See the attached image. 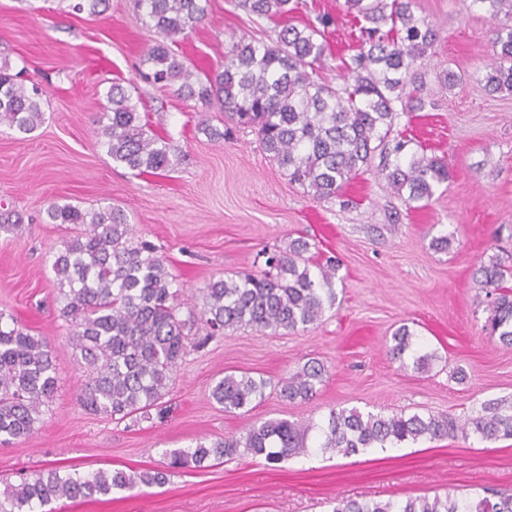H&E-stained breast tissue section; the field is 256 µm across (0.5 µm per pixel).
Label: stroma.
Masks as SVG:
<instances>
[{"mask_svg":"<svg viewBox=\"0 0 512 512\" xmlns=\"http://www.w3.org/2000/svg\"><path fill=\"white\" fill-rule=\"evenodd\" d=\"M344 0H302L297 26L329 14L335 56L355 53L357 27ZM415 16L439 37L418 61L419 93L429 105L403 114L397 131L427 155L447 158L451 176L433 197L408 207L377 171L341 196L316 200L271 163L250 131L210 138L223 128L219 103L184 99L176 86L147 78L157 36L131 0H107L102 14L71 13L65 0H0V65L43 91L45 122L35 132L0 130V311L55 347L58 384L33 433L0 444V491L50 466L140 471L196 440L241 436L271 419L323 423L330 408L386 415H447L465 422L485 404L512 402V348L486 329L480 267L512 266V93L488 92L484 65L495 52V21L463 0H413ZM280 20H252L228 0L175 52L193 72L224 67V49L274 35ZM452 71L453 87L440 77ZM139 98L153 133L174 147L165 171L115 164L99 142L98 119L112 83ZM121 209L138 236L159 249L183 287L180 318L200 309L202 289L219 276L251 272L261 250L301 237L314 261L334 257L337 303L298 332L244 327L191 349L163 398L162 418L115 422L77 403L83 370L66 342L61 297L50 267L72 229L49 223L51 203ZM447 236L450 250L432 249ZM408 326L428 370L390 360L393 331ZM325 369L313 399L286 401L277 382L305 363ZM267 379L251 410L225 412L210 397L224 373ZM512 494V438L423 439L349 457L310 450L270 464L261 457L213 460L172 473L166 484L116 490L92 500L57 501L55 512H332L336 500L401 502L487 490Z\"/></svg>","mask_w":512,"mask_h":512,"instance_id":"stroma-1","label":"stroma"}]
</instances>
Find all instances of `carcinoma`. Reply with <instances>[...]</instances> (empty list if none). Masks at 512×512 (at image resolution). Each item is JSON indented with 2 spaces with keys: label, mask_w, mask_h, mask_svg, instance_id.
<instances>
[{
  "label": "carcinoma",
  "mask_w": 512,
  "mask_h": 512,
  "mask_svg": "<svg viewBox=\"0 0 512 512\" xmlns=\"http://www.w3.org/2000/svg\"><path fill=\"white\" fill-rule=\"evenodd\" d=\"M207 2L134 0V5L143 23L161 38L145 59L152 64L153 82L178 81L184 97L204 103L215 99L223 106L228 126L210 129L211 136L252 129L270 161L315 199L336 196L367 171L377 155L382 159L378 173L409 204L431 199L434 189L448 182L446 159L408 152V142L392 136L400 113L425 107L414 95L419 82L415 65L437 39L434 26L413 15L412 0H344L346 12L359 23L361 48L342 61L341 85L323 74L329 50L326 16L301 29L286 24L273 39L233 42L224 52L223 70L191 81L172 45L205 20ZM466 3L498 22L499 50L486 65L485 87L512 92V0ZM232 5L258 19H281L293 13L298 2L232 0ZM41 95L38 86L29 88L1 69L0 125L22 134L37 130L45 122ZM99 125L100 143L112 162L141 172L171 165L173 147L152 134L138 102L122 85L114 83L107 92ZM47 217L52 224H71L77 230L53 256L51 268L69 326L68 342L84 369L77 403L88 414L119 422L133 416L151 418L188 353L187 329L193 321L204 332L198 340L204 344L217 333L243 326L275 333L304 330L336 305V264L314 263L307 257L309 243L298 239L286 251L266 254L265 268L256 273L209 281L202 307L187 321L178 315L181 286L176 277L157 248L135 236L121 210L52 203ZM480 273L489 334L511 347L512 286L504 282L512 271L495 262ZM410 353H416L413 334L403 325L392 334L388 354L402 361ZM323 375L324 368L312 361L282 382L280 395L289 401L309 400ZM56 384L51 342L0 312V444L33 432ZM267 385L264 378L230 373L214 383L210 396L233 413L261 401ZM314 429L312 422L258 421L240 437L199 440L193 447L173 449L162 469L81 474L50 467L7 487L0 512H37L63 498L92 499L115 489L162 485L169 473L201 468L212 458L250 454L276 464L306 454ZM458 432H472L483 440L512 438V409L505 412L499 404L488 403L481 414L459 424L444 415L406 418L332 408L318 448L347 457L367 448ZM333 512H512V494L493 491L477 500L448 494L404 503L341 500Z\"/></svg>",
  "instance_id": "obj_1"
}]
</instances>
